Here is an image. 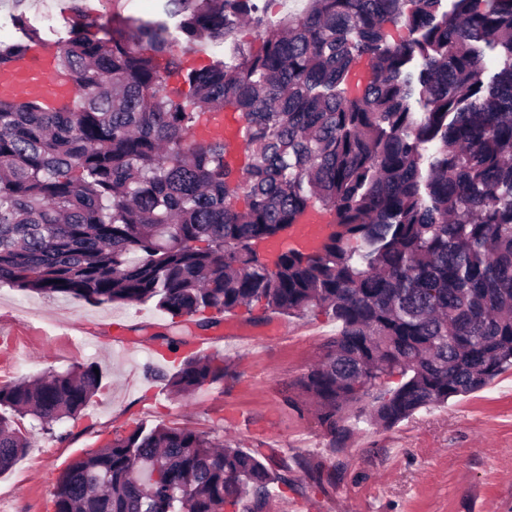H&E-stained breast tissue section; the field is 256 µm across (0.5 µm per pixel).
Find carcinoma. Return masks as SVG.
<instances>
[{
	"mask_svg": "<svg viewBox=\"0 0 512 512\" xmlns=\"http://www.w3.org/2000/svg\"><path fill=\"white\" fill-rule=\"evenodd\" d=\"M260 2L166 0L162 17L64 40L12 18L0 68L54 43L73 96L0 98V283L151 302L203 326L243 307L325 315L339 333L285 401L312 408L333 449L512 367V0H306L275 29ZM397 23L409 38L390 44ZM200 48L210 64L185 67ZM226 111L242 162L223 138H195ZM309 210L332 217L320 247L266 256ZM94 368L0 385V474L30 447L17 418L56 438L98 391ZM229 374L193 353L168 385L189 397ZM287 472L259 448L138 423L73 458L52 507L265 512L293 488ZM334 472L319 460L310 478L324 492Z\"/></svg>",
	"mask_w": 512,
	"mask_h": 512,
	"instance_id": "obj_1",
	"label": "carcinoma"
}]
</instances>
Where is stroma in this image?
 <instances>
[{"label": "stroma", "instance_id": "35a3bbf8", "mask_svg": "<svg viewBox=\"0 0 512 512\" xmlns=\"http://www.w3.org/2000/svg\"><path fill=\"white\" fill-rule=\"evenodd\" d=\"M165 0H0V32L11 18L42 15L49 36L108 26L113 16L152 17ZM177 328L153 304L91 305L0 284V384L46 371L95 364L102 385L76 419L57 425L63 440L36 436L27 454L0 475L8 512H47L59 470L135 424L188 427L243 448L288 460L294 489L274 497L270 512H512V370L448 404L416 412L391 428L352 430L332 462L336 485L310 484L307 463L324 456L329 438L312 411L284 400L338 331L316 312L286 316L239 309L219 324L187 323L196 350L220 353L232 373L183 400L166 378L187 355L161 336Z\"/></svg>", "mask_w": 512, "mask_h": 512}]
</instances>
